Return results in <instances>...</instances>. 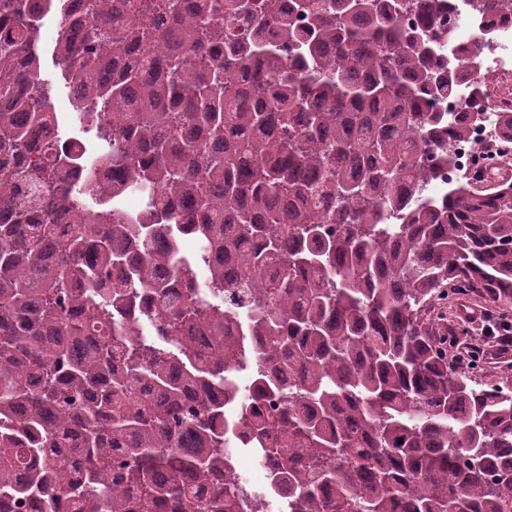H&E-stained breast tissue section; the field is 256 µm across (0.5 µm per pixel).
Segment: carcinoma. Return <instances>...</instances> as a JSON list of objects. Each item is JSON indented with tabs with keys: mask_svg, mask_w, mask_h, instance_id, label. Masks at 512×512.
Returning <instances> with one entry per match:
<instances>
[{
	"mask_svg": "<svg viewBox=\"0 0 512 512\" xmlns=\"http://www.w3.org/2000/svg\"><path fill=\"white\" fill-rule=\"evenodd\" d=\"M447 2L57 0L90 155L0 0V512H512V384L417 311H512V172L431 193Z\"/></svg>",
	"mask_w": 512,
	"mask_h": 512,
	"instance_id": "obj_1",
	"label": "carcinoma"
}]
</instances>
